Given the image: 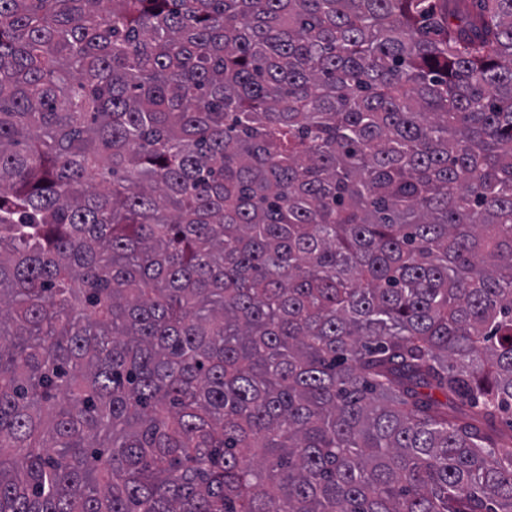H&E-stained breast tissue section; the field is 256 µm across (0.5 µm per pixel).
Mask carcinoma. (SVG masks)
I'll return each mask as SVG.
<instances>
[{
	"label": "carcinoma",
	"mask_w": 512,
	"mask_h": 512,
	"mask_svg": "<svg viewBox=\"0 0 512 512\" xmlns=\"http://www.w3.org/2000/svg\"><path fill=\"white\" fill-rule=\"evenodd\" d=\"M0 512H512V0H0Z\"/></svg>",
	"instance_id": "1"
}]
</instances>
